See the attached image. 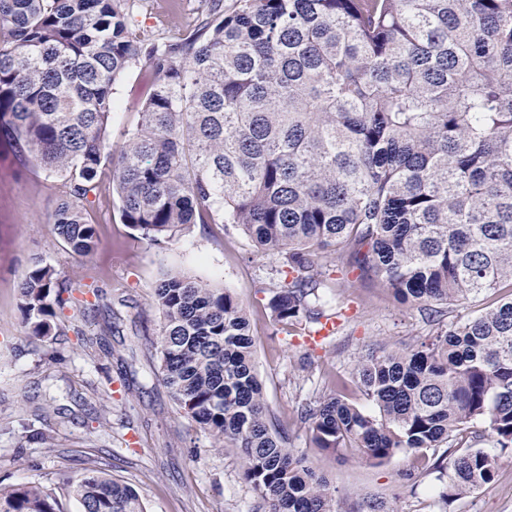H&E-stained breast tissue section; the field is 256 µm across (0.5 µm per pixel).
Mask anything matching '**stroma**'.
I'll return each mask as SVG.
<instances>
[{"mask_svg": "<svg viewBox=\"0 0 512 512\" xmlns=\"http://www.w3.org/2000/svg\"><path fill=\"white\" fill-rule=\"evenodd\" d=\"M128 4L141 36L161 44L192 31L211 0ZM154 85L152 70L141 63L116 81L113 147L126 140ZM62 181L36 163H20L0 144V486L52 484L65 512H80L66 480L79 474L80 459L93 456L137 489L147 512H256L238 449L211 448L199 425L177 413L158 373L154 289L165 272L182 271L228 290L246 307L271 417L294 455L335 485L339 512H357L369 500L393 502L397 512H512V454L493 441L482 444L498 460L493 481L439 502L422 460L398 455L377 464L354 448L332 455L316 448L299 422L303 405L335 393V377H350L361 355L405 349L430 336L437 323L487 307L489 298L449 303L434 320L423 308L398 304L376 278L344 270L337 330L317 344L303 329L282 330L270 318L268 287L283 268L280 256L261 252L232 224H193L155 244L135 238L120 220L111 166L102 169L90 210L100 246L86 257L71 254L52 225ZM36 257L81 289H97L100 305L115 313L105 345L84 348L72 335L54 341L28 336L17 285ZM86 402L100 421L87 422ZM34 431L51 435V447L27 444Z\"/></svg>", "mask_w": 512, "mask_h": 512, "instance_id": "1", "label": "stroma"}]
</instances>
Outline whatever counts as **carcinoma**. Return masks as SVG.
<instances>
[{
    "label": "carcinoma",
    "instance_id": "cac0c4a2",
    "mask_svg": "<svg viewBox=\"0 0 512 512\" xmlns=\"http://www.w3.org/2000/svg\"><path fill=\"white\" fill-rule=\"evenodd\" d=\"M157 81L123 145L108 127L133 64ZM0 141L66 176L52 214L77 256L100 245L88 218L112 164L120 218L155 243L190 224H234L284 258L274 324L317 326L336 262L402 305L509 288L480 314L407 352L357 360L370 405L336 393L301 423L329 453L426 459L445 497L494 478L485 438L512 449V0H230L162 47L126 0H0ZM42 258L18 284L29 335L112 333L99 305ZM155 355L178 409L240 449L268 512H337L336 487L275 429L241 302L182 273L155 287ZM485 423L469 431L472 421ZM442 454H437L440 447ZM81 512H146L92 458L70 483ZM0 512H63L41 483L0 487Z\"/></svg>",
    "mask_w": 512,
    "mask_h": 512
}]
</instances>
